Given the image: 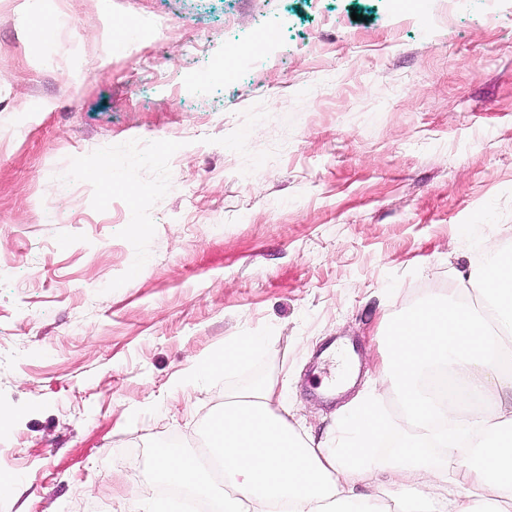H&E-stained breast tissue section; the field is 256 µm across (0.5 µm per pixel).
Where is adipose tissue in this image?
<instances>
[{"instance_id": "obj_1", "label": "adipose tissue", "mask_w": 512, "mask_h": 512, "mask_svg": "<svg viewBox=\"0 0 512 512\" xmlns=\"http://www.w3.org/2000/svg\"><path fill=\"white\" fill-rule=\"evenodd\" d=\"M471 287L480 305L431 295L386 332L378 373L412 426L378 470L397 512H512V253L496 255ZM261 345L258 336L236 337L197 374L231 371ZM432 368L463 381L458 399L442 404L424 393ZM279 401L277 382L265 381L226 397L209 418L219 481L198 458L169 448L157 452L160 477L215 499L218 512H382L360 491L373 463L360 449L383 428L373 400L350 408L348 436L332 451L296 437Z\"/></svg>"}]
</instances>
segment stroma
Wrapping results in <instances>:
<instances>
[{
	"label": "stroma",
	"mask_w": 512,
	"mask_h": 512,
	"mask_svg": "<svg viewBox=\"0 0 512 512\" xmlns=\"http://www.w3.org/2000/svg\"><path fill=\"white\" fill-rule=\"evenodd\" d=\"M20 2L0 0V512H199L156 453L202 452L259 379L335 446L384 326L512 251V0L429 31L387 0H110L141 31L112 40L100 0H44L48 42ZM104 162L112 191L74 175ZM247 335L259 354L183 395Z\"/></svg>",
	"instance_id": "1"
}]
</instances>
